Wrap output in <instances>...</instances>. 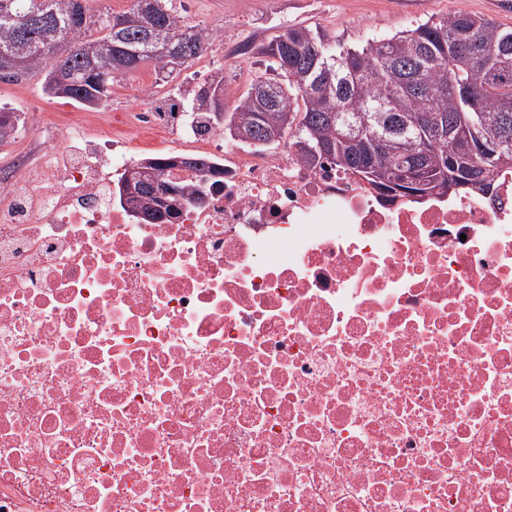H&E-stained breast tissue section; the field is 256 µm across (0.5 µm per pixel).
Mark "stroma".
I'll use <instances>...</instances> for the list:
<instances>
[{
  "label": "stroma",
  "instance_id": "obj_1",
  "mask_svg": "<svg viewBox=\"0 0 512 512\" xmlns=\"http://www.w3.org/2000/svg\"><path fill=\"white\" fill-rule=\"evenodd\" d=\"M186 21L215 29L207 51L175 81L159 79L152 63L119 76L105 107L79 108L75 103L48 96L42 86L43 72L36 71L20 82L0 81V103L22 112L14 140L0 147V161L29 164V178H43L41 159L58 150L61 141L54 120H78L87 139L107 142L115 127L144 113L155 114L163 136L141 141L139 155L189 154L193 147L181 140L177 121L154 108L172 94L176 84L196 86L212 76L223 75L234 94L245 91L264 73L265 58L239 54L244 41L266 44L289 27H306L325 34L331 45L353 46L366 38L391 35L416 26L430 17L465 11L512 27V0H181Z\"/></svg>",
  "mask_w": 512,
  "mask_h": 512
}]
</instances>
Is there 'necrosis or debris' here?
<instances>
[{
	"label": "necrosis or debris",
	"mask_w": 512,
	"mask_h": 512,
	"mask_svg": "<svg viewBox=\"0 0 512 512\" xmlns=\"http://www.w3.org/2000/svg\"><path fill=\"white\" fill-rule=\"evenodd\" d=\"M180 132L201 205L139 224L63 125L0 196V512H512V174L415 202Z\"/></svg>",
	"instance_id": "necrosis-or-debris-1"
}]
</instances>
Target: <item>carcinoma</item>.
I'll list each match as a JSON object with an SVG mask.
<instances>
[{"mask_svg": "<svg viewBox=\"0 0 512 512\" xmlns=\"http://www.w3.org/2000/svg\"><path fill=\"white\" fill-rule=\"evenodd\" d=\"M140 13L139 0L121 14L90 12L86 0H0V58L21 68L0 71L18 81L46 71L43 92L77 105H106L114 78L132 70L130 60L151 62L165 80L188 68L208 48L213 33L185 22L176 0H155ZM96 30L97 36L83 35ZM181 49V58L147 50L149 33ZM258 53L270 58L273 77L259 76L226 104L224 79L197 84L157 107L193 119L197 131L219 128L246 145H275L293 137L312 168L332 163L380 191L402 197L433 195V185L466 181L481 168L499 187L512 172V139L498 153L484 145L512 126V29L457 12L429 18L393 35L333 48L324 34L289 27ZM67 79L54 87L57 73ZM13 109L0 105V144L17 132ZM121 203L172 218L148 185Z\"/></svg>", "mask_w": 512, "mask_h": 512, "instance_id": "cac0c4a2", "label": "carcinoma"}]
</instances>
